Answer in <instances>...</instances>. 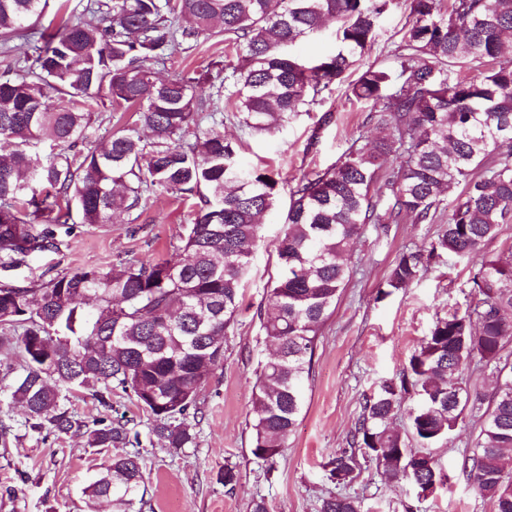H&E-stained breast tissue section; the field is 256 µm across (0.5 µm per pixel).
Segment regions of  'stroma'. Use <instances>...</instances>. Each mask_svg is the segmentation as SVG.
<instances>
[{
    "mask_svg": "<svg viewBox=\"0 0 512 512\" xmlns=\"http://www.w3.org/2000/svg\"><path fill=\"white\" fill-rule=\"evenodd\" d=\"M407 20L402 6L381 18L367 63L391 65V51ZM224 56L223 38L203 35L196 46L176 53L156 71L164 79L196 77ZM370 109V103L356 100L339 84L272 136L254 137L237 126L224 125V134L239 143L244 165L274 171L278 203L262 218V240L227 337L224 366L209 375L200 393L201 411L193 423L195 447L174 450L153 439L149 416L122 391H113L107 409L91 392L70 396L68 407L76 418L89 421L105 414L140 431L149 502L144 512H250L252 500L259 497L265 498L269 512H318L322 498L335 489L323 465L347 447L365 394L381 380L398 375L436 318L464 303L470 278L484 256L512 249L511 223L501 226L481 254L467 259L445 257L411 288L380 301L378 286L397 253L423 246L437 223L447 221L448 212L440 210L433 225L416 224L406 217L392 224L368 225L350 257L353 278L321 330L312 371L304 383L306 400L299 424L275 466L255 460L250 452L251 387L259 364L272 354L256 310L275 273V245L289 192L302 174L326 169L354 141L366 144L375 137V128L366 121ZM326 111L333 113L334 120L318 127L317 120ZM188 219V206L155 192L147 194L139 210L110 224H86L76 214L68 228H56L58 249L32 255L21 268L0 269V280L25 284L47 273L103 267L119 260L167 258L179 245ZM1 426L8 427L9 434L6 443H0V512H110V502H91L82 493L108 452L85 447L76 431L32 432L21 409L5 401H0ZM478 434V416L469 413L448 442L433 447V455L451 480L428 499L417 500L407 487L393 488L372 460L362 462L348 492L359 497L364 512H493L492 502L482 498L459 472ZM228 464L239 471V481L231 489L217 479Z\"/></svg>",
    "mask_w": 512,
    "mask_h": 512,
    "instance_id": "1",
    "label": "stroma"
}]
</instances>
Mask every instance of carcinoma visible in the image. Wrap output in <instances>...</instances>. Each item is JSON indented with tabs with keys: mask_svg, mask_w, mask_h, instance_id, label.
<instances>
[{
	"mask_svg": "<svg viewBox=\"0 0 512 512\" xmlns=\"http://www.w3.org/2000/svg\"><path fill=\"white\" fill-rule=\"evenodd\" d=\"M58 26L40 19L49 0H0V53L22 39L32 53L0 75V265L17 267L58 246L53 227L76 205L85 224H110L162 191L197 197L171 258L118 261L61 273L39 285L0 282V382L28 428L83 431L89 448L116 453L84 488L112 499V512L145 504L140 434L106 416L75 418L69 396L93 391L110 406L112 389L130 394L151 433L175 450L196 446L208 375L224 364V345L240 308L259 217L278 200V182L243 167L237 143L202 120L223 119L272 135L299 107L348 81L372 104L367 122L383 132L368 150L351 146L336 163L303 175L290 192L275 246L276 276L257 317L278 348L252 386V448L269 465L282 455L302 413L319 333L347 287V256L370 224L409 216L448 222L421 249L401 252L378 287L383 300L410 287L444 256L480 252L512 222V0H406L409 21L393 50L396 67L364 62L381 17L397 0H88L74 17L57 0ZM334 19L336 52L305 62L285 48ZM224 37L237 61L211 63L200 79L160 80L165 64L200 36ZM473 62L479 75L461 72ZM137 108L141 125L92 139L91 107ZM149 139H144L142 130ZM393 156L387 169L379 159ZM464 311L434 322L402 374L382 381L362 406L350 448L324 465L344 487L359 458L377 462L395 486L426 499L448 483L430 452L448 440L467 409L481 412L477 447L462 461L467 481L494 512H512V374L501 376L512 341V250L485 260L471 277ZM499 366L490 396L462 387L467 363ZM420 447H408L392 421L403 396ZM319 512H362L348 494L321 500Z\"/></svg>",
	"mask_w": 512,
	"mask_h": 512,
	"instance_id": "carcinoma-1",
	"label": "carcinoma"
}]
</instances>
